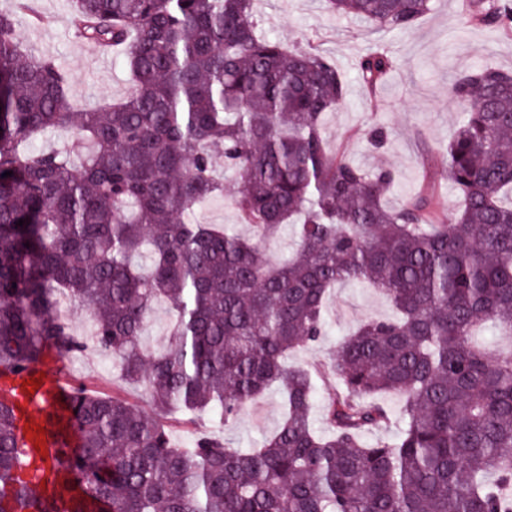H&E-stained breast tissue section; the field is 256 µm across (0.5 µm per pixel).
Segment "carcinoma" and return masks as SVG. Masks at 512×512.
Returning <instances> with one entry per match:
<instances>
[{
    "instance_id": "obj_1",
    "label": "carcinoma",
    "mask_w": 512,
    "mask_h": 512,
    "mask_svg": "<svg viewBox=\"0 0 512 512\" xmlns=\"http://www.w3.org/2000/svg\"><path fill=\"white\" fill-rule=\"evenodd\" d=\"M253 2L71 0L78 37L123 48L136 84L82 112L69 70L0 13V365L92 346L156 415L216 413L226 426L272 385L285 394L277 428L242 450L212 436L177 448L122 397L79 389L80 447L57 460L78 480L60 496L73 512L98 500L112 512H512V354L473 339L488 324L512 337V72L484 65L451 84L450 224L429 192L387 206L392 172L330 148L323 117L345 100L344 76L318 49L261 34ZM327 5L402 31L432 0ZM462 22L512 36V0H468ZM395 64L380 49L360 59L368 94ZM50 129L75 149L30 146ZM221 157L251 238L192 220L224 193ZM283 224L296 248L273 258L265 240ZM349 281L385 294L394 317L361 323L313 374L285 366L322 341L327 295ZM161 300L171 322L153 352L141 336ZM73 305L88 338L71 332ZM317 378L335 383L327 434L310 424ZM382 395L399 399L398 433L367 442L391 422ZM19 459L0 405V486Z\"/></svg>"
}]
</instances>
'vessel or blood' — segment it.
Wrapping results in <instances>:
<instances>
[{
	"label": "vessel or blood",
	"mask_w": 512,
	"mask_h": 512,
	"mask_svg": "<svg viewBox=\"0 0 512 512\" xmlns=\"http://www.w3.org/2000/svg\"><path fill=\"white\" fill-rule=\"evenodd\" d=\"M59 360V353L49 346L44 350L42 361L24 370H0V401L13 407L15 443L25 456V464L20 471L24 477L32 478L35 495L44 501L51 500L54 483L66 478L63 467L55 462L56 457L60 451L78 445L72 414L74 386L71 381L49 370L50 365ZM39 374L44 375V383L33 394H26L23 381ZM31 421L46 431L45 453L35 451L34 437L25 431L26 423Z\"/></svg>",
	"instance_id": "b4317fda"
}]
</instances>
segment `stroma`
Returning <instances> with one entry per match:
<instances>
[{"label": "stroma", "mask_w": 512, "mask_h": 512, "mask_svg": "<svg viewBox=\"0 0 512 512\" xmlns=\"http://www.w3.org/2000/svg\"><path fill=\"white\" fill-rule=\"evenodd\" d=\"M44 18L35 25L18 11L16 0H0V11L12 14L22 41L36 54L55 56L72 74L70 100L84 110L120 102L133 88L121 49L111 50L106 65H99L93 45L81 40L72 25L70 0H33ZM461 0H434L431 11L408 30L383 31L370 24L328 10L325 0H255L259 30L284 44L313 46L329 56L344 74L348 96L325 115L323 127L331 148L355 165L369 170L386 167L395 175L389 205L400 204L427 181L439 187V201L447 216L456 213L458 199L440 166L425 167L423 156H438L461 120L449 87L460 73L477 65L512 71V37L481 26L464 25ZM375 47L388 49L396 66L378 93L377 102L365 96L356 63ZM384 134L382 148L371 143V133ZM388 299L364 284H343L333 290L327 307L328 325L323 341L291 353L288 364L310 368L327 360L340 340L365 320L392 316ZM62 369L80 388L101 395L116 394L152 413L153 407L138 386L120 383L111 357L90 348L64 357ZM281 420L280 394L270 390L250 404L231 428L218 416L189 424L172 413L163 423L175 447L185 448L196 429L225 434L239 447L260 444Z\"/></svg>", "instance_id": "stroma-1"}]
</instances>
